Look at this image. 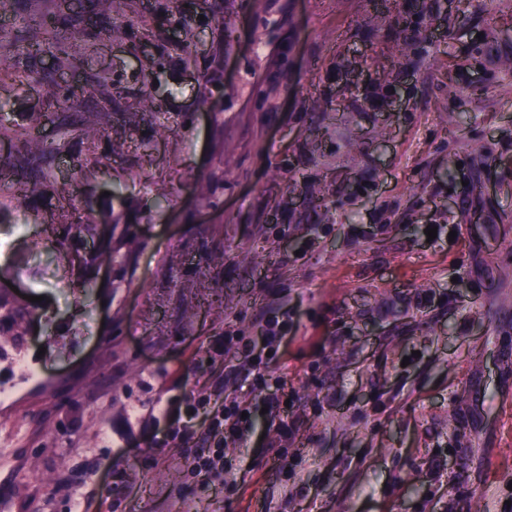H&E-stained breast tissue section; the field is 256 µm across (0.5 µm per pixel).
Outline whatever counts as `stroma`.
Here are the masks:
<instances>
[{"label":"stroma","instance_id":"obj_1","mask_svg":"<svg viewBox=\"0 0 512 512\" xmlns=\"http://www.w3.org/2000/svg\"><path fill=\"white\" fill-rule=\"evenodd\" d=\"M176 6L115 15L173 39ZM194 12L190 62L158 73L163 112L137 98L143 37L94 41L60 75L111 74L137 121L69 136L53 166L70 197L0 212V268L38 299L0 361V512H512V0ZM0 102L8 126L46 110L31 79ZM105 191L121 227L89 291L58 237ZM265 319L288 331L258 364L241 345ZM214 391L251 425L203 476V431L163 437Z\"/></svg>","mask_w":512,"mask_h":512}]
</instances>
